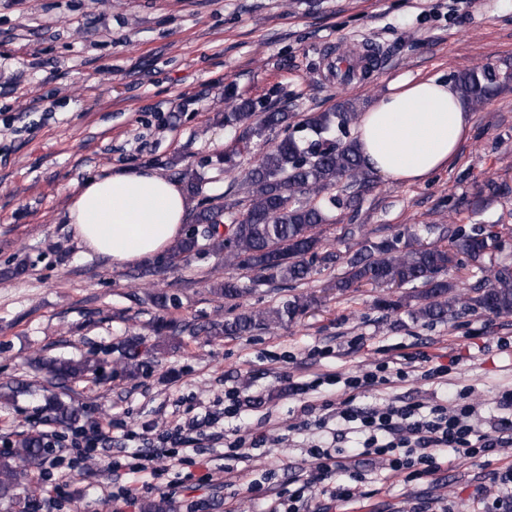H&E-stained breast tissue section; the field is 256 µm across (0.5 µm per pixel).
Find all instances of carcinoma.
Masks as SVG:
<instances>
[{
    "label": "carcinoma",
    "mask_w": 512,
    "mask_h": 512,
    "mask_svg": "<svg viewBox=\"0 0 512 512\" xmlns=\"http://www.w3.org/2000/svg\"><path fill=\"white\" fill-rule=\"evenodd\" d=\"M451 81L470 106L478 108L495 94L501 76L489 67H475L452 76ZM254 119L244 128L242 139L249 140L266 130L280 128L283 137L269 147L245 174L244 185L249 204L242 216H236L235 204L202 206L194 214V224L166 254L167 266L174 267L203 249L224 255V262L240 270L251 271L263 282H277L295 289L306 283L320 268L340 260V255L325 251L319 228L329 221L325 206L318 200L341 179L367 178L357 143L350 137L357 120L353 104L342 103L334 112H313L303 123L290 127L287 112H262L255 115V104L242 100L235 111L224 113V124ZM308 130L310 142L295 136ZM298 192L311 195L303 202L294 199ZM417 233H398L377 242L364 244L346 260L347 270L337 278L334 288L344 292L355 284L376 288H402L412 291L394 298L377 299L383 309H408L415 320L441 321L453 305L477 310L496 317L512 316V265H482L487 253L504 246L493 224H474L456 228L448 244L436 242L414 246ZM473 267L482 274L474 295L461 299L454 294L450 270ZM249 289L234 278L215 285L212 293L224 302H235ZM312 300L295 294L264 310H244L200 326L196 332L209 336H245L260 329L294 321L311 306ZM142 338L129 337L120 347L126 370L134 376L142 368ZM42 364L52 388L94 375L96 359L79 361L44 358ZM48 410L60 425L70 428L82 418V412L53 393ZM47 435L32 430L9 449H0V499L16 496L18 477L24 467L40 468L51 462Z\"/></svg>",
    "instance_id": "cac0c4a2"
}]
</instances>
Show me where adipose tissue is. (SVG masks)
<instances>
[{"label": "adipose tissue", "mask_w": 512, "mask_h": 512, "mask_svg": "<svg viewBox=\"0 0 512 512\" xmlns=\"http://www.w3.org/2000/svg\"><path fill=\"white\" fill-rule=\"evenodd\" d=\"M472 125L452 82L429 79L395 86L363 112L356 132L364 164L413 183L443 167ZM189 200L155 171H114L88 180L73 197L70 224L84 247L126 264L167 251L180 237Z\"/></svg>", "instance_id": "ef3b65f1"}]
</instances>
